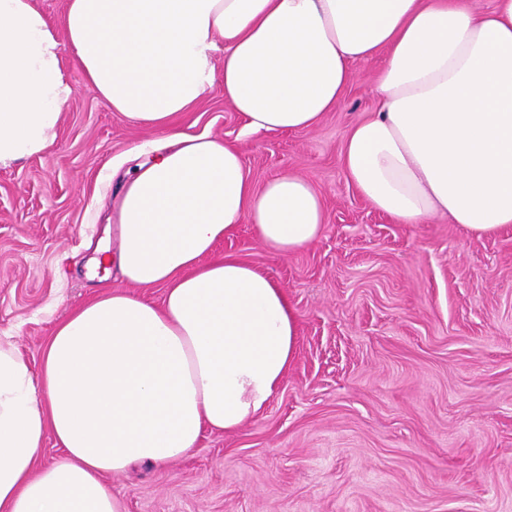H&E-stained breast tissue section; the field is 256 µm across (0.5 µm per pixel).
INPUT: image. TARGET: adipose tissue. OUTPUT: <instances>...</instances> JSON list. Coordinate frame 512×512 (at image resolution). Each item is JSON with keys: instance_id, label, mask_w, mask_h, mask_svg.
I'll list each match as a JSON object with an SVG mask.
<instances>
[{"instance_id": "ef3b65f1", "label": "adipose tissue", "mask_w": 512, "mask_h": 512, "mask_svg": "<svg viewBox=\"0 0 512 512\" xmlns=\"http://www.w3.org/2000/svg\"><path fill=\"white\" fill-rule=\"evenodd\" d=\"M379 55L378 110L342 151L358 193L399 224L445 216L478 237L512 224V0H68L60 26L36 0H0V168L54 144L68 57L166 141L123 182L119 247L95 260L123 287L59 322L39 371L0 346V512H122L109 475L182 459L203 429L235 433L266 407L298 316L216 246L246 222L296 253L321 235L323 199L290 174L255 187L237 148L174 122L219 83L251 131L307 130ZM49 438L62 453L41 467Z\"/></svg>"}]
</instances>
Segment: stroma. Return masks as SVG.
Listing matches in <instances>:
<instances>
[{
  "mask_svg": "<svg viewBox=\"0 0 512 512\" xmlns=\"http://www.w3.org/2000/svg\"><path fill=\"white\" fill-rule=\"evenodd\" d=\"M383 62L356 65L341 105L309 130L249 132L219 84L177 117L178 131L237 147L256 186L307 179L326 224L290 255L248 224L218 244L285 289L296 355L237 432L110 476L124 512H512V224L481 237L440 216L397 224L357 193L341 154L376 108ZM70 76L54 145L0 168V342L34 367L74 307L121 286L87 265L98 243L117 244L120 185L161 139Z\"/></svg>",
  "mask_w": 512,
  "mask_h": 512,
  "instance_id": "stroma-1",
  "label": "stroma"
}]
</instances>
